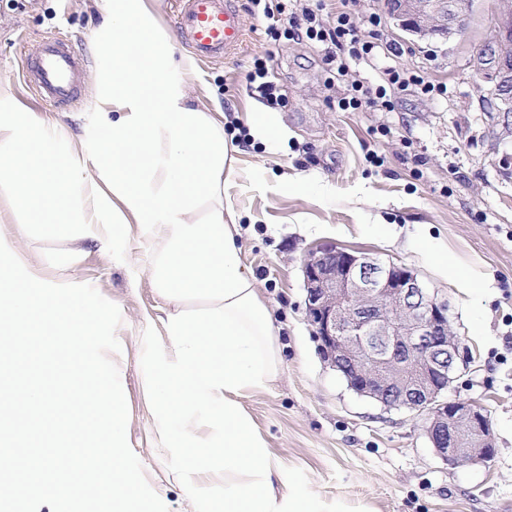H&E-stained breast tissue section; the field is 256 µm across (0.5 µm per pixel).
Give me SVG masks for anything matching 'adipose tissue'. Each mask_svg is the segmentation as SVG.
I'll return each mask as SVG.
<instances>
[{
	"mask_svg": "<svg viewBox=\"0 0 512 512\" xmlns=\"http://www.w3.org/2000/svg\"><path fill=\"white\" fill-rule=\"evenodd\" d=\"M106 30L108 72L95 94L102 113L91 151L64 147L54 132L9 96H0V183L16 202L17 225H139L160 241L153 276L174 311L167 348L149 349L145 391L165 412L162 440L194 447L197 413L214 429L202 453L224 470V512H323L273 460L240 399L278 373V329L243 267L238 222L224 185L234 174V145L223 112L197 107L188 80L190 57H176L155 27L147 0H112ZM103 161L98 193L87 159ZM205 218H198L202 202ZM205 297L198 313L188 296Z\"/></svg>",
	"mask_w": 512,
	"mask_h": 512,
	"instance_id": "adipose-tissue-1",
	"label": "adipose tissue"
}]
</instances>
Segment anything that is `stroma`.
I'll list each match as a JSON object with an SVG mask.
<instances>
[{
	"label": "stroma",
	"instance_id": "stroma-1",
	"mask_svg": "<svg viewBox=\"0 0 512 512\" xmlns=\"http://www.w3.org/2000/svg\"><path fill=\"white\" fill-rule=\"evenodd\" d=\"M247 30L239 53L198 65L190 77L195 104H221L224 135L237 146L225 184L240 217L238 244L278 329L281 364L266 389L241 403L273 458L298 477L302 491L350 512H512V132L486 111L491 89L474 59L496 26L494 0H475L468 23L448 37L406 30L385 0H359L365 18L378 14L382 39L402 56L376 65L351 61L339 82L323 43L270 42L250 0H232ZM102 0H0V93L55 129L65 147H88L96 133L93 81L102 65L96 36ZM56 31L87 67L75 105L46 107L19 77L26 44ZM263 59L282 96L271 105L250 83ZM410 68L422 86L398 93L394 109H341L352 81L371 86L380 69ZM270 109L285 137L253 140L250 124ZM75 242L69 228L20 232L15 203L0 187V233L18 246L38 277L92 285L116 304L121 344L112 359L128 405L126 437L168 512H222L224 474L196 449L170 450L159 437L161 405L143 387L147 347L167 346L170 307L150 275L155 242L126 224L113 236ZM333 245L412 269L445 297L453 332L468 350L444 397L471 400L491 421L494 459L452 468L436 457L423 419L384 410L348 389L324 359L306 318L302 259ZM192 464L210 495L194 497L183 481Z\"/></svg>",
	"mask_w": 512,
	"mask_h": 512
}]
</instances>
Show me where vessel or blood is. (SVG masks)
Segmentation results:
<instances>
[{"mask_svg": "<svg viewBox=\"0 0 512 512\" xmlns=\"http://www.w3.org/2000/svg\"><path fill=\"white\" fill-rule=\"evenodd\" d=\"M173 27L177 40L207 64L233 58L246 38L230 0H176ZM82 71V59L54 33L29 46L22 74L45 105L57 106L74 99Z\"/></svg>", "mask_w": 512, "mask_h": 512, "instance_id": "b4317fda", "label": "vessel or blood"}]
</instances>
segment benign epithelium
<instances>
[{
    "instance_id": "1",
    "label": "benign epithelium",
    "mask_w": 512,
    "mask_h": 512,
    "mask_svg": "<svg viewBox=\"0 0 512 512\" xmlns=\"http://www.w3.org/2000/svg\"><path fill=\"white\" fill-rule=\"evenodd\" d=\"M473 0H388L410 30L451 34ZM475 68L492 84L502 125L512 123V3L504 0L494 35ZM306 311L324 357L358 396L384 409L424 416L434 453L451 467L486 465L496 448L488 417L468 401H445L465 348L451 330L448 299L411 269L362 252L326 247L302 266Z\"/></svg>"
}]
</instances>
